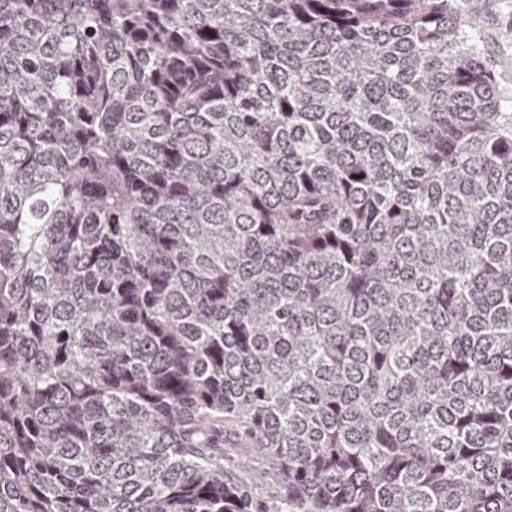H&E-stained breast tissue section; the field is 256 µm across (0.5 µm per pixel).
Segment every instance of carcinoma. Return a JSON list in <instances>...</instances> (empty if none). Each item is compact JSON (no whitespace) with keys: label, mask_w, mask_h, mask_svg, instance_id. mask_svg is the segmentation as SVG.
<instances>
[{"label":"carcinoma","mask_w":512,"mask_h":512,"mask_svg":"<svg viewBox=\"0 0 512 512\" xmlns=\"http://www.w3.org/2000/svg\"><path fill=\"white\" fill-rule=\"evenodd\" d=\"M512 512V113L460 0H0V512ZM224 469L252 486L255 495L273 506L280 502V482L261 456L237 448H224Z\"/></svg>","instance_id":"1"}]
</instances>
